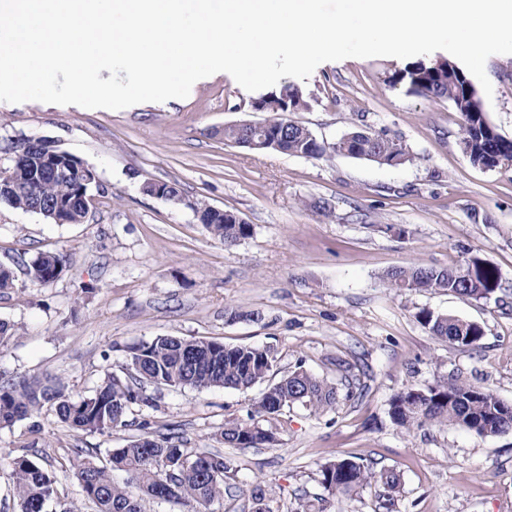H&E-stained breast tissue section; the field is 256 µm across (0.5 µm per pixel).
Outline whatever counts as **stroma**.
<instances>
[{
    "label": "stroma",
    "mask_w": 512,
    "mask_h": 512,
    "mask_svg": "<svg viewBox=\"0 0 512 512\" xmlns=\"http://www.w3.org/2000/svg\"><path fill=\"white\" fill-rule=\"evenodd\" d=\"M405 60L348 58L320 64L298 86L308 106L290 118L333 143L364 129L405 144L410 162L388 167L336 154L312 159L258 153L226 143L224 126L262 121L258 92L220 72L187 98L122 110L28 101L0 102V167L9 142L42 138L98 176L85 223L56 224L0 204V264L15 272L0 295V320L16 336L0 343V380L58 376L72 398L90 395L123 371L130 346L177 336L270 349L272 380L296 365L336 387L333 409H285L276 445L224 444L228 419H248L261 386L247 390L146 385L151 406L128 411L127 426L72 430L53 406L0 429V512H18L11 459L35 452L62 505H80L70 451L101 463L139 435L176 426L191 453L217 451L230 471L213 512H251L254 486L273 512H294L320 496L321 464L352 457L398 474L391 509L371 484L335 497L331 512H512V432L480 436L461 425L404 430L391 397L457 378L512 404V167L474 166L459 144L460 117L445 99L392 85ZM493 98L487 121L512 139V54L487 60ZM177 182L182 203L147 196L144 183ZM200 201L238 213L250 235L227 247L192 208ZM57 253L65 269L31 282L25 262ZM476 255L497 269L501 287L486 299L395 293L382 277L420 263L447 267ZM428 309L479 324L478 348L448 345L416 318Z\"/></svg>",
    "instance_id": "obj_1"
}]
</instances>
